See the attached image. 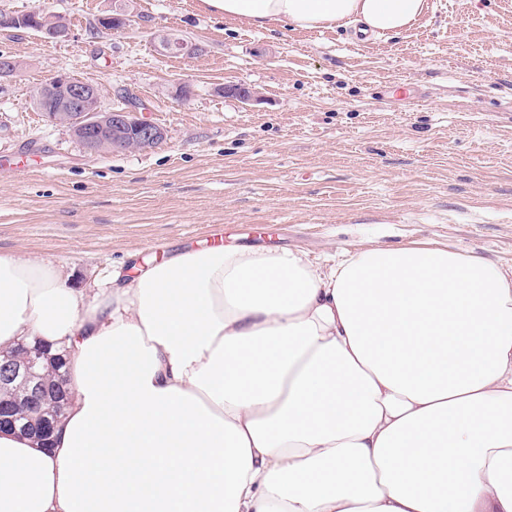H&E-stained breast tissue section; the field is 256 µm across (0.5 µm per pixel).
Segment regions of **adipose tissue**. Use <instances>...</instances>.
Segmentation results:
<instances>
[{
    "label": "adipose tissue",
    "instance_id": "1",
    "mask_svg": "<svg viewBox=\"0 0 512 512\" xmlns=\"http://www.w3.org/2000/svg\"><path fill=\"white\" fill-rule=\"evenodd\" d=\"M405 31L427 0H203ZM67 356L51 449L0 433V512H512V267L215 245L96 295L0 254V349Z\"/></svg>",
    "mask_w": 512,
    "mask_h": 512
}]
</instances>
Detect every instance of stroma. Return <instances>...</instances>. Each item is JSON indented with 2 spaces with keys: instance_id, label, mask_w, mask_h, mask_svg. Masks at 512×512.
I'll list each match as a JSON object with an SVG mask.
<instances>
[{
  "instance_id": "stroma-1",
  "label": "stroma",
  "mask_w": 512,
  "mask_h": 512,
  "mask_svg": "<svg viewBox=\"0 0 512 512\" xmlns=\"http://www.w3.org/2000/svg\"><path fill=\"white\" fill-rule=\"evenodd\" d=\"M64 16L68 40L0 31L22 63L0 79V253L48 259L77 288L136 251L225 245L316 263L367 246H445L512 266V0H428L405 32L255 27L202 0H0ZM125 10L131 25L99 33ZM201 44L164 55L154 35ZM68 74L101 110L141 103L163 127L145 152L91 153L38 112ZM189 84L192 96L175 90ZM258 91L251 102L225 85Z\"/></svg>"
}]
</instances>
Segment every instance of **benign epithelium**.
I'll list each match as a JSON object with an SVG mask.
<instances>
[{
    "label": "benign epithelium",
    "mask_w": 512,
    "mask_h": 512,
    "mask_svg": "<svg viewBox=\"0 0 512 512\" xmlns=\"http://www.w3.org/2000/svg\"><path fill=\"white\" fill-rule=\"evenodd\" d=\"M38 104L51 109L50 119L71 131L90 152L122 153L144 151L164 140V128L140 118L136 104L103 112L98 108L94 85L57 76L38 91ZM46 354L37 346L22 347L15 357L0 358V384L20 382L24 391L16 401L0 405V431L17 430L16 408L38 409L45 399L38 382L39 369Z\"/></svg>",
    "instance_id": "benign-epithelium-1"
}]
</instances>
